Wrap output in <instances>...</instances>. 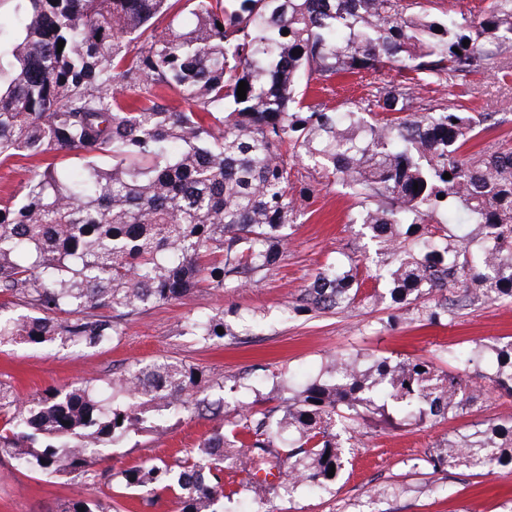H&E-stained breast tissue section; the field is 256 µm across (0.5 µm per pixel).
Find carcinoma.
<instances>
[{
    "mask_svg": "<svg viewBox=\"0 0 512 512\" xmlns=\"http://www.w3.org/2000/svg\"><path fill=\"white\" fill-rule=\"evenodd\" d=\"M14 2L22 32L0 53V162L63 153L79 165L33 167L19 201L0 207V295L27 309L0 311V344L96 348L122 335L121 320L201 282L258 283L316 192L294 186L292 159L352 190V222L378 243L393 302L431 323L512 302V147L465 154L493 113L423 106L417 92L511 64L512 0H490L477 16L452 2L438 15L420 0ZM386 69L400 80L380 79ZM366 74L374 81L364 101L309 97L313 82ZM172 95L186 107L172 108ZM455 210L474 225L465 237L451 223L431 225ZM364 285L358 265L330 263L299 308L346 309L371 298ZM189 331L233 335L222 314L193 318ZM487 348V386L426 359L380 356L365 367L338 355L330 378L282 402L277 419L251 407L224 421L223 400L192 401L202 374L170 358L131 367L106 395L82 383L21 402L0 382V453L17 468L89 477L109 448L149 428L146 407L191 409L217 422L197 448L174 466L118 472L143 507L167 494L180 512H224L214 505L237 495L225 489L232 469L248 472L260 499L276 484L288 494L329 490L348 463L341 434L375 419L396 428L407 417H455L491 390L511 397L512 338L446 353L465 372ZM284 431L285 455L275 444ZM426 462L512 472V418L471 423ZM59 512L111 510L74 497Z\"/></svg>",
    "mask_w": 512,
    "mask_h": 512,
    "instance_id": "1",
    "label": "carcinoma"
}]
</instances>
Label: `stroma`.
<instances>
[{"label":"stroma","instance_id":"1","mask_svg":"<svg viewBox=\"0 0 512 512\" xmlns=\"http://www.w3.org/2000/svg\"><path fill=\"white\" fill-rule=\"evenodd\" d=\"M424 102H459L468 110L489 112L492 126L470 143L471 151L494 149L512 140V75L486 68L455 86L431 85L421 92ZM295 182H311L317 191L299 218L280 267L250 288H193L185 297L123 320V334L104 348L70 349L28 344L0 346V382L20 398L49 387L89 381L107 387L112 378L137 363L172 358L201 371L208 400L223 399L225 419L248 407L272 409L307 381L326 377L332 357H424L446 369L442 349L468 340L512 336V303L492 302L459 312L437 324L413 320L409 310L395 306L385 285L375 300L359 301L336 313L296 312L300 292L325 263L349 265L362 257L373 266L374 252H363V237L352 218L358 209L349 188L329 182L302 165L293 167ZM223 313L234 331L212 343L188 333L189 317ZM512 416V397L489 394L469 414L445 422H410L396 430L363 429L355 455L335 486L323 493L295 495L274 490L253 499L246 489L247 473L230 474L236 512H501L512 499V473L445 468L433 470L425 458L448 434L482 419ZM164 432L133 434L112 447L95 464L105 469L173 459L176 451L197 447L211 433L208 420L166 411L152 412ZM114 502L121 512H141L121 493L119 481L43 475L15 470L0 455V512H59L73 496Z\"/></svg>","mask_w":512,"mask_h":512}]
</instances>
